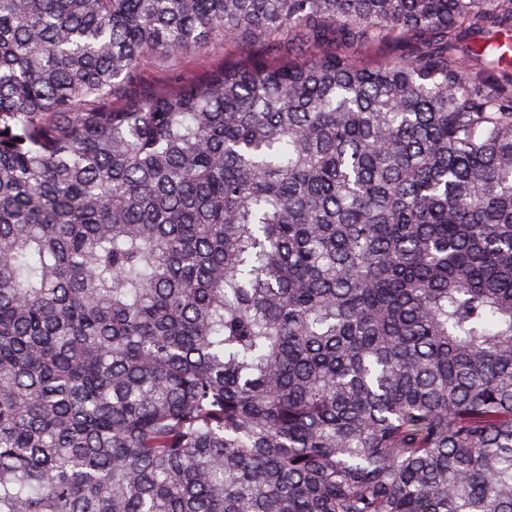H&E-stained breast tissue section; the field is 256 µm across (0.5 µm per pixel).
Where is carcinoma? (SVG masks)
<instances>
[{
	"label": "carcinoma",
	"mask_w": 512,
	"mask_h": 512,
	"mask_svg": "<svg viewBox=\"0 0 512 512\" xmlns=\"http://www.w3.org/2000/svg\"><path fill=\"white\" fill-rule=\"evenodd\" d=\"M489 33L512 0H0V512H512ZM216 40L265 55L140 80Z\"/></svg>",
	"instance_id": "1"
}]
</instances>
